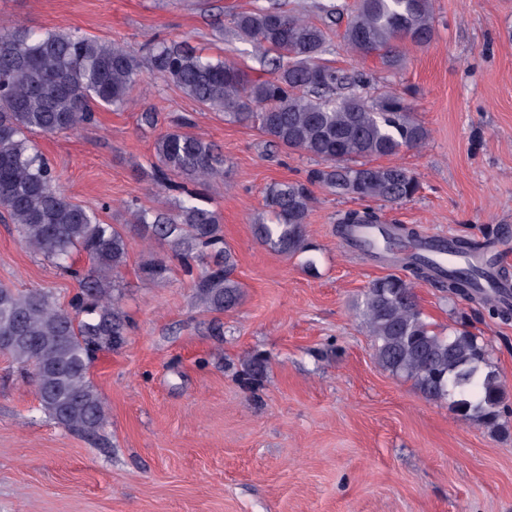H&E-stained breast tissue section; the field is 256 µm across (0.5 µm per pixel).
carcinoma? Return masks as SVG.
<instances>
[{
    "instance_id": "carcinoma-1",
    "label": "carcinoma",
    "mask_w": 512,
    "mask_h": 512,
    "mask_svg": "<svg viewBox=\"0 0 512 512\" xmlns=\"http://www.w3.org/2000/svg\"><path fill=\"white\" fill-rule=\"evenodd\" d=\"M319 9L321 25L273 4L229 13V29L272 65L270 80H252L235 63L206 57L185 40L157 43L148 60L164 81L223 113L224 120L253 123L271 145L317 159L306 181L270 185L264 198L270 219L259 216L252 224L259 244L287 257L310 251L312 186L357 201L402 204L417 194L416 177L402 166L373 161L419 148L429 136L402 97L371 95L373 75L340 71L324 55L328 30L342 24L347 50L398 65L406 48L434 40L433 0H356L347 15L333 3ZM142 69L134 51L78 30L0 27V220L14 225L32 253L79 284L67 309L43 289L0 288V336L16 337L5 353L30 372L40 408L81 435L97 434L107 420L90 365L97 353L125 345L131 328L121 287L131 239L166 250L143 263V279L165 281L176 263L208 310L231 311L242 297L223 217L199 191L224 179V154L184 131L187 119L156 139L151 162L153 182L175 197L161 206L129 208L124 224H105L97 210L73 203L39 145L25 136L75 131L95 120L96 107L123 109ZM337 224L345 242L407 272L374 280L354 304L378 364L413 380L427 399L448 402L457 415L507 431L506 392L487 344L466 329L435 331L416 291L421 282L435 283L451 297L478 300L509 319L512 297L505 291L490 296L482 281L494 277L472 263L474 257L484 259L486 245L470 238L446 242L451 253L469 260L449 270L424 253L426 243L415 228L386 225L370 206L344 212ZM80 252L90 267L76 266Z\"/></svg>"
}]
</instances>
